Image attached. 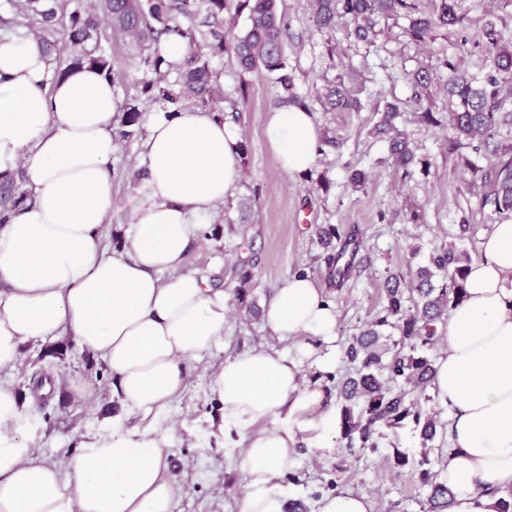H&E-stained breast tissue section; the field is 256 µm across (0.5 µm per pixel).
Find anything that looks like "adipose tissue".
<instances>
[{"label":"adipose tissue","mask_w":512,"mask_h":512,"mask_svg":"<svg viewBox=\"0 0 512 512\" xmlns=\"http://www.w3.org/2000/svg\"><path fill=\"white\" fill-rule=\"evenodd\" d=\"M119 108L99 68L61 74L34 36L0 40V176L25 168L31 194L0 224V369L20 365L25 345L72 337L104 360L127 410L145 420L183 392L187 363L224 338L228 295L186 265L240 178V136L208 111L144 116L140 163L151 200L128 224L124 247L109 249ZM266 137L284 171L312 167L319 133L310 112L276 107ZM264 319L293 340V358L254 350L213 375L224 427L245 442L238 512H286L277 478L297 429H319L327 444L336 430L322 389L335 368V307L296 273ZM443 336L435 392L448 409V445L438 480L453 492L451 512H496L512 494V219L484 234ZM31 416L0 383V512H173L184 495L151 428L113 432L58 465L20 438ZM273 418L283 427L263 428Z\"/></svg>","instance_id":"obj_1"}]
</instances>
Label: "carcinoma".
<instances>
[{
	"label": "carcinoma",
	"mask_w": 512,
	"mask_h": 512,
	"mask_svg": "<svg viewBox=\"0 0 512 512\" xmlns=\"http://www.w3.org/2000/svg\"><path fill=\"white\" fill-rule=\"evenodd\" d=\"M86 9L82 0H10L15 17L0 18L8 29L24 28L34 34L33 25L46 28L60 26L62 37L69 42L72 55L69 64L87 63L111 75V60L102 49L105 36L103 23L120 30L148 50L143 60L146 67L141 92L155 103L174 112L186 108V101L208 108L224 119L219 106L224 97L212 82L209 58L227 56L243 71L262 68L275 76L282 89L283 103L300 104L294 92L293 78L288 74V58L283 33L288 27L285 14L279 12L277 0H95ZM236 12H247L248 25L235 32L225 27L224 13L231 4ZM403 16L408 20L405 35L416 43L434 39L437 28L455 26L462 18L456 12L455 0H438L436 14L420 11L418 0H315L313 22L318 31L330 34L336 22L344 19L351 34L365 41L375 32L382 18ZM176 36L185 40L189 51L179 67L169 64L154 49L161 40ZM489 71L480 77L446 61L448 81V124L454 136L448 138V153H458L479 140L496 158L491 173L467 157L462 164L470 173L468 186L478 192L492 178V189L482 193L481 204L490 209L489 218L502 221L512 218V46L503 43L501 33L488 23L480 34ZM177 78L168 79L171 70ZM430 72L419 68L412 74L414 99L422 104ZM328 112L357 110L361 107L358 90L341 80L325 93ZM399 107L388 104L374 126V133L389 144L391 164L410 174L415 153L406 135L396 125ZM142 112L136 105L124 109L117 130L126 139L141 124ZM27 193L10 177L0 183V223L7 213L21 211ZM324 243L336 241V253L327 262L336 265V276L345 279L356 253L355 241L345 236L343 226L329 225L320 229ZM472 257L453 243L436 245L425 265L410 277L391 274L385 280V303L377 316L350 337L344 351L353 364V375L336 381L341 411L342 438L347 447L374 448L375 427L390 429L413 424L418 432L420 451L393 449L397 467L409 464L417 468L421 485L429 490L427 512H447L453 495L447 485L426 465L438 433L446 423L440 413L428 407L433 400L437 374L436 357L431 354L442 339L438 325L464 298L465 280ZM398 338H393V335Z\"/></svg>",
	"instance_id": "obj_1"
}]
</instances>
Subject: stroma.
<instances>
[{"mask_svg":"<svg viewBox=\"0 0 512 512\" xmlns=\"http://www.w3.org/2000/svg\"><path fill=\"white\" fill-rule=\"evenodd\" d=\"M279 8L288 17L284 45L294 91L314 115L321 150L310 170L283 171L265 134L279 85L271 75L239 70L224 57L211 58L225 98L236 103L235 126L248 152L240 159L238 183L219 207L215 224L195 244L188 264L231 296L224 340L191 362L185 390L151 422L155 438L169 452L172 475L186 489L173 512H237L236 501L247 485L237 463L243 444L236 432L221 427L223 409L212 375L229 356L261 348L287 351L288 342L273 335L261 314L285 278L305 272L335 305L336 374L342 377L350 370L343 356L346 342L381 309L386 277L424 265L431 249L444 242L478 255V242L459 239V226L465 220L482 232L490 226L488 210L467 189L466 171L448 153V126L419 122L410 75L421 67L430 70L426 102L447 115L444 61L478 72L479 34L490 22L504 43L512 45V0H456L462 25L438 29L436 38L425 44L405 37L408 21L401 16L380 20L375 35L359 41L342 21L334 35L317 31L310 0H279ZM102 45L112 59L114 93L121 104L155 111L141 93L143 69L136 43L112 30ZM351 74L358 78L362 109L324 111L320 94L336 77ZM389 102L399 104L397 125L415 153L406 174L387 162L388 144L372 132ZM145 137L140 129L119 142L112 161L111 228L103 239L111 249L122 244L125 224L149 198L146 179L137 175ZM354 170L368 172L364 190H352L348 175ZM415 212L420 215L416 222L411 219ZM328 224L346 225L358 234L359 251L340 285L327 265L330 249L318 239L319 227ZM414 243L421 247L415 256L408 251ZM244 264L254 277L243 306L233 294L239 284L236 271ZM60 343L64 355L59 359L44 356L42 346H24L22 364L7 375L22 400L33 405L34 417L23 436L59 463L113 430L130 431L141 424L113 392L106 363L70 338ZM317 437L312 428L297 432L293 460L278 479L303 512H312L322 496L339 491L367 496L374 512H423L426 489L411 468H396L391 459L393 447H417L411 428H378L375 447L364 449H348L341 438L320 448Z\"/></svg>","mask_w":512,"mask_h":512,"instance_id":"1","label":"stroma"}]
</instances>
